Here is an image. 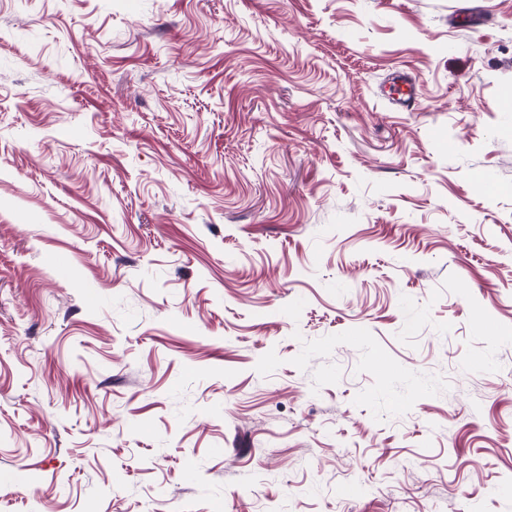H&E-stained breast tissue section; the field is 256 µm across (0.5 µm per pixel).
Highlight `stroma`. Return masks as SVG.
I'll list each match as a JSON object with an SVG mask.
<instances>
[{
    "label": "stroma",
    "mask_w": 512,
    "mask_h": 512,
    "mask_svg": "<svg viewBox=\"0 0 512 512\" xmlns=\"http://www.w3.org/2000/svg\"><path fill=\"white\" fill-rule=\"evenodd\" d=\"M1 475L512 512V0H0ZM393 96L392 102L407 111H412L417 104L414 84L406 77L397 78Z\"/></svg>",
    "instance_id": "35a3bbf8"
}]
</instances>
